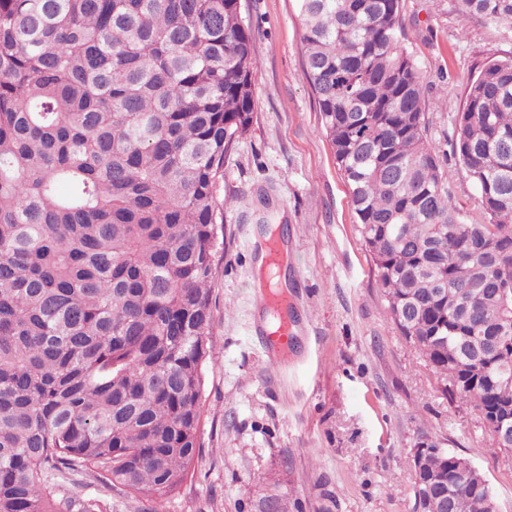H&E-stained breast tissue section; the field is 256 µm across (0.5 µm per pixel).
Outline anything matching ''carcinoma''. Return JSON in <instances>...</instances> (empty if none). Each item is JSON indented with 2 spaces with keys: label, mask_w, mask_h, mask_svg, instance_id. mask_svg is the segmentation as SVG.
I'll list each match as a JSON object with an SVG mask.
<instances>
[{
  "label": "carcinoma",
  "mask_w": 512,
  "mask_h": 512,
  "mask_svg": "<svg viewBox=\"0 0 512 512\" xmlns=\"http://www.w3.org/2000/svg\"><path fill=\"white\" fill-rule=\"evenodd\" d=\"M301 54L376 286L429 369L488 422L512 417V57L469 84L452 148L465 216L427 143L402 0H298ZM512 26V0H456ZM242 0H0V512L91 470L159 504L200 452L202 364L224 251V161L248 132ZM433 449L416 507L498 512Z\"/></svg>",
  "instance_id": "cac0c4a2"
}]
</instances>
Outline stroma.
Returning a JSON list of instances; mask_svg holds the SVG:
<instances>
[{"label":"stroma","instance_id":"1","mask_svg":"<svg viewBox=\"0 0 512 512\" xmlns=\"http://www.w3.org/2000/svg\"><path fill=\"white\" fill-rule=\"evenodd\" d=\"M256 59L254 114L224 164L217 198L224 253L212 283L213 358L202 366L201 452L164 507L98 481L56 485L97 512H415L414 452L429 439L466 457L512 512V466L479 414L442 383L387 314L372 257L326 138L300 52L297 0H243ZM405 47L429 100L428 144L455 202L478 217L451 137L467 87L512 34L456 0H402ZM283 225L293 340L272 354L259 334L254 249L260 217Z\"/></svg>","mask_w":512,"mask_h":512}]
</instances>
